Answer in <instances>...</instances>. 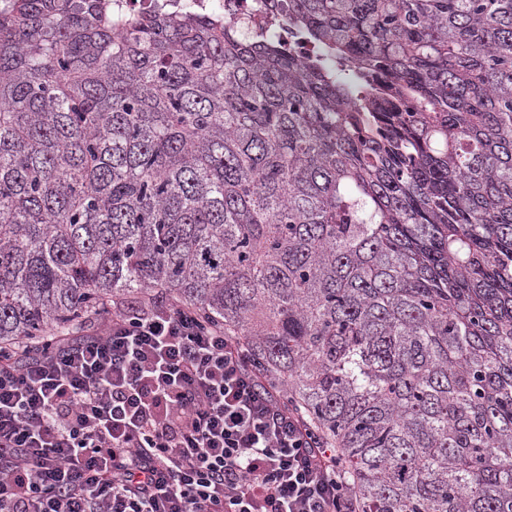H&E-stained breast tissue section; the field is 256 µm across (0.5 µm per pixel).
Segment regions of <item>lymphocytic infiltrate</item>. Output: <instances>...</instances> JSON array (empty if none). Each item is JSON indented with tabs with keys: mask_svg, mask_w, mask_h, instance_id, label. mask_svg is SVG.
Returning <instances> with one entry per match:
<instances>
[{
	"mask_svg": "<svg viewBox=\"0 0 512 512\" xmlns=\"http://www.w3.org/2000/svg\"><path fill=\"white\" fill-rule=\"evenodd\" d=\"M0 359V512H356L245 343L170 299Z\"/></svg>",
	"mask_w": 512,
	"mask_h": 512,
	"instance_id": "obj_1",
	"label": "lymphocytic infiltrate"
}]
</instances>
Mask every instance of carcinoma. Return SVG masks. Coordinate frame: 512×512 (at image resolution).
<instances>
[{
  "label": "carcinoma",
  "instance_id": "cac0c4a2",
  "mask_svg": "<svg viewBox=\"0 0 512 512\" xmlns=\"http://www.w3.org/2000/svg\"><path fill=\"white\" fill-rule=\"evenodd\" d=\"M0 17V351L164 292L243 339L358 512H512V0ZM112 6V16H123L152 10L163 6L176 12H193L205 16L224 18L238 22L245 36L275 37L286 44L296 41L295 30L277 23L272 10L263 0H107Z\"/></svg>",
  "mask_w": 512,
  "mask_h": 512
}]
</instances>
